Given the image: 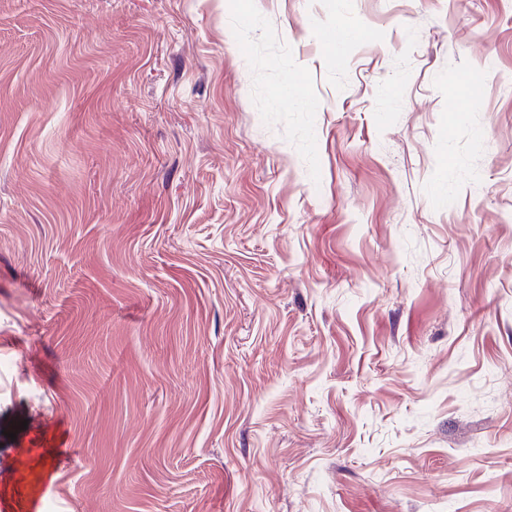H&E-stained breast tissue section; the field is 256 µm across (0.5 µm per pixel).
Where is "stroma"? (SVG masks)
Segmentation results:
<instances>
[{
  "label": "stroma",
  "instance_id": "35a3bbf8",
  "mask_svg": "<svg viewBox=\"0 0 512 512\" xmlns=\"http://www.w3.org/2000/svg\"><path fill=\"white\" fill-rule=\"evenodd\" d=\"M512 512V0H0L10 512Z\"/></svg>",
  "mask_w": 512,
  "mask_h": 512
}]
</instances>
